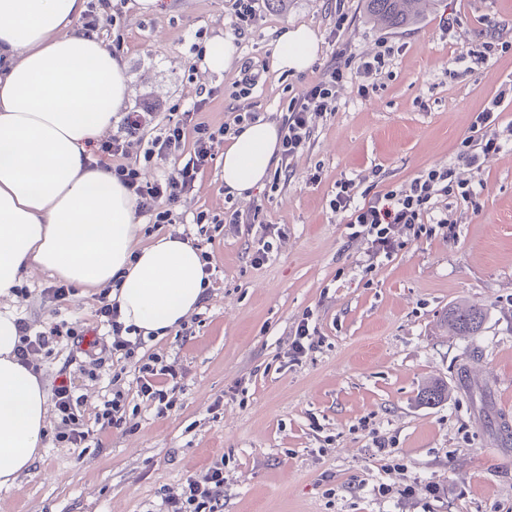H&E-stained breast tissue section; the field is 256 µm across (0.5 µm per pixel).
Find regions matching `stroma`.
<instances>
[{
    "instance_id": "1",
    "label": "stroma",
    "mask_w": 512,
    "mask_h": 512,
    "mask_svg": "<svg viewBox=\"0 0 512 512\" xmlns=\"http://www.w3.org/2000/svg\"><path fill=\"white\" fill-rule=\"evenodd\" d=\"M104 42L120 40L130 77L128 111L156 107V124L132 138L126 163L147 178L171 161L145 160L147 138L170 115L192 108L201 90L219 94L201 114L211 126L238 114L282 120L290 99L318 81L344 46L354 65L336 88V108L314 114L307 144L287 167L242 199L225 194L224 140L179 207V224L142 216L140 244L167 233L207 253V300L182 331L144 341L119 362L87 342L39 354L45 387L70 376L86 423L121 394L120 428H98L88 448L56 442L48 414L35 461L0 488V512H149L187 476L224 464V512H512V144L480 168L458 163L479 143V116L512 122V101L491 102L512 82V0H427L421 17L384 29L363 0H259L256 26L236 34L233 0H158L145 11L120 0ZM344 26H337V19ZM453 31H446L448 19ZM304 24L321 52L304 73L273 66L283 32ZM232 40L224 71L200 60L206 45ZM497 43L488 62L475 54ZM381 73L357 72L383 46ZM261 73L245 98L233 95L243 62ZM455 165L474 203L439 196L418 230L397 226L399 248L372 260L370 241L351 236L332 205L336 185L356 195L409 189L425 169ZM238 212V224L198 225L197 213ZM268 259L255 264L263 243ZM57 279L24 277L7 305L32 331L66 320L96 327V288L64 300ZM481 308L479 335L463 338L444 321L450 306ZM316 326L301 357L291 345L301 321ZM175 370L180 388L167 414L138 393L137 369L151 358ZM448 398H420L433 380ZM389 455H379L377 442Z\"/></svg>"
}]
</instances>
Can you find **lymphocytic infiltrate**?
I'll return each mask as SVG.
<instances>
[{
    "label": "lymphocytic infiltrate",
    "instance_id": "1",
    "mask_svg": "<svg viewBox=\"0 0 512 512\" xmlns=\"http://www.w3.org/2000/svg\"><path fill=\"white\" fill-rule=\"evenodd\" d=\"M349 67L348 58L344 54H336L321 80L291 98L281 126L282 159H290L304 148L310 134L312 113L333 110L336 88L347 78ZM207 104V99L198 100L193 108L182 112L177 120L164 125L157 135L148 140L145 156L149 159L163 160L181 152L185 144L193 146L189 159L163 177L147 179L136 166L122 162L128 138L151 124L152 113H125L119 134L100 143L95 151L98 165L111 170L136 196L141 210L152 214L156 223H178V206L192 193L198 176L204 173L212 160V142L228 132L227 126L214 128L200 121L199 114ZM481 121L489 125V133L482 136L476 148L461 155L462 161L470 167L481 166L504 145L512 143V123L502 127L495 125L494 113L488 109L482 112ZM453 192L469 203L475 198L473 190L458 180L453 168L435 166L418 174L408 191L379 193L360 204L355 201L352 182H340L334 205L336 211L345 213L350 227L371 237L375 255L386 257L398 246L393 232L395 225L424 223L431 212L433 198ZM18 327L22 343L17 355L24 364L28 363L32 353L57 345L61 338L73 339L81 334L79 328H66L59 323L34 335L30 334L26 322H19ZM138 372L137 383L142 399L155 405L158 414L171 410L175 403V372L165 365L154 368L147 364L139 367ZM52 402L64 426L63 431L56 435L57 441L75 448L82 447L91 438L92 431L84 427L77 414L80 400L70 378L63 376L56 380L52 388ZM223 494L224 468L215 465L203 474L187 477L180 492L163 498L158 512H222Z\"/></svg>",
    "mask_w": 512,
    "mask_h": 512
}]
</instances>
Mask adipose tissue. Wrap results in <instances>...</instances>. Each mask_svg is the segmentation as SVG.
I'll list each match as a JSON object with an SVG mask.
<instances>
[{"mask_svg": "<svg viewBox=\"0 0 512 512\" xmlns=\"http://www.w3.org/2000/svg\"><path fill=\"white\" fill-rule=\"evenodd\" d=\"M86 0H0V297L39 268L79 287L108 289L118 320L161 339L210 286L201 250L168 233L138 246L137 201L92 149L130 97L126 69L96 33L74 23ZM319 41L286 30L276 69L306 71ZM280 127L245 124L224 148L227 193L249 197L280 155ZM16 316L0 309V487L26 472L45 436L48 393L21 364Z\"/></svg>", "mask_w": 512, "mask_h": 512, "instance_id": "obj_1", "label": "adipose tissue"}]
</instances>
